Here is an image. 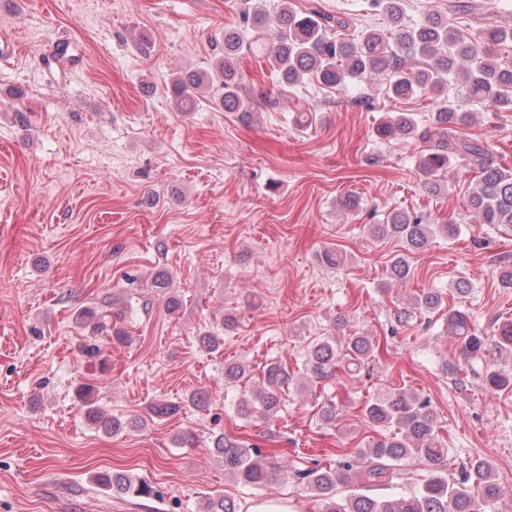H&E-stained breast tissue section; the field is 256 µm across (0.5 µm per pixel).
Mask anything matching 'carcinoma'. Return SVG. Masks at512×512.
Returning <instances> with one entry per match:
<instances>
[{
	"label": "carcinoma",
	"instance_id": "cac0c4a2",
	"mask_svg": "<svg viewBox=\"0 0 512 512\" xmlns=\"http://www.w3.org/2000/svg\"><path fill=\"white\" fill-rule=\"evenodd\" d=\"M404 2L370 0L373 9L386 16L389 28L367 29L353 38L331 35L326 17L299 12L290 0H280L272 12L265 4L256 3L244 13L250 32L224 30V49L213 60L211 71H187L173 80L175 105L181 112L195 111L209 87L214 102L224 111H245L247 102L241 96L236 69L237 60L245 53L265 55L280 82L288 86L310 77L336 88L348 79L386 72V94L393 99L432 94L443 100L427 117L424 128L411 112L383 117L376 127L379 138L417 136L425 140L427 149L418 158V169L432 191L440 190L432 178L452 162L477 168L479 179L468 192L466 212L480 224L512 227V167L489 161L480 141L460 134V128L473 119V113L464 108L467 102L482 100L497 111L512 112V69L503 68L492 51L494 46L512 43V30L495 29L479 40L467 39L446 14L428 12L420 22L408 23ZM410 62L415 67L408 66ZM369 231L377 240L396 238L407 250L416 251L438 234L457 237L461 228L458 224H430L423 216L394 211L384 223L370 225ZM410 276L406 256H396L391 262V277L403 281ZM441 304L440 291L424 289L398 312L397 322L405 325L437 311ZM446 327L448 335L460 343L464 357L472 362L493 352L512 358L511 319L498 325L491 340L474 328L468 311L460 308L448 309ZM374 356L375 344L369 336H351L343 346L323 339L308 348L305 377L314 382L328 378L337 369L354 372ZM470 372L492 389L512 391V369L505 364L483 372L473 367ZM289 381L286 367L269 365L265 387L249 396L243 394L237 401L238 415L275 418L281 408V392ZM78 397L92 421L103 422L111 433L124 430L120 420L103 415L94 406L92 387H81ZM365 415L375 424L394 427L396 432L370 441L353 456L339 455L334 467L299 456L285 459L274 448L250 447L224 434L213 440V451L224 464V472L253 488L288 474L321 501L322 512H479L477 500L493 504L502 496L501 486L481 459L470 461L458 479H448V449L438 438L437 415L428 399L394 388L368 400ZM409 460H418L426 467V475L415 483L404 469V462ZM97 483L134 497L154 495L146 481L120 473H101ZM204 510L237 512L233 501L223 496L207 498Z\"/></svg>",
	"mask_w": 512,
	"mask_h": 512
}]
</instances>
